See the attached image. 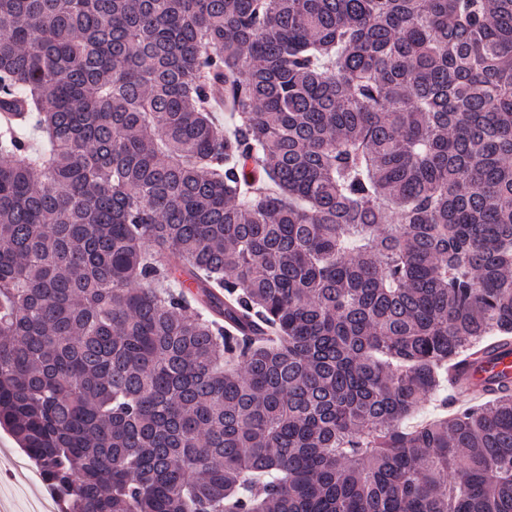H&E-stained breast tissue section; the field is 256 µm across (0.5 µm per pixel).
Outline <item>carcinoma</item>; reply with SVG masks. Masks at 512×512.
<instances>
[{
  "label": "carcinoma",
  "instance_id": "1",
  "mask_svg": "<svg viewBox=\"0 0 512 512\" xmlns=\"http://www.w3.org/2000/svg\"><path fill=\"white\" fill-rule=\"evenodd\" d=\"M224 88L234 134L213 116ZM0 428L61 512H512V0H0ZM474 357L476 358L465 366V363ZM455 377H457L458 384L468 390L460 389L454 381ZM502 378H511L512 380V342L511 345L509 343L505 346L500 345L498 342L492 343L482 348L470 359L458 363L448 372L449 383L458 392L466 396L486 395L487 393L474 392L472 390L494 391L496 390L495 384L497 383L494 380ZM452 387L449 385L448 390L444 391L446 395L451 394L454 400L453 406L448 407V415L453 408L469 405L477 401L486 402L491 399V397H483L477 401H472L457 395Z\"/></svg>",
  "mask_w": 512,
  "mask_h": 512
}]
</instances>
